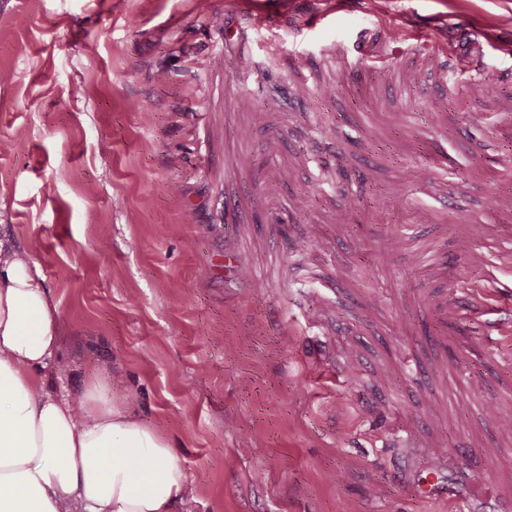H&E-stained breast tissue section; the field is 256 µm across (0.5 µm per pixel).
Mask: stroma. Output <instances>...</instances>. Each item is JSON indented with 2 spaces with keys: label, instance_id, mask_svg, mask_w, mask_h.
I'll return each instance as SVG.
<instances>
[{
  "label": "stroma",
  "instance_id": "35a3bbf8",
  "mask_svg": "<svg viewBox=\"0 0 512 512\" xmlns=\"http://www.w3.org/2000/svg\"><path fill=\"white\" fill-rule=\"evenodd\" d=\"M270 9L0 0V241L58 309L46 388L154 423L196 489L174 512H512V340L438 328L398 237L512 230V0ZM409 165L446 211L413 207Z\"/></svg>",
  "mask_w": 512,
  "mask_h": 512
}]
</instances>
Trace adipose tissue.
Segmentation results:
<instances>
[{
	"instance_id": "obj_1",
	"label": "adipose tissue",
	"mask_w": 512,
	"mask_h": 512,
	"mask_svg": "<svg viewBox=\"0 0 512 512\" xmlns=\"http://www.w3.org/2000/svg\"><path fill=\"white\" fill-rule=\"evenodd\" d=\"M59 348L36 262L0 241V512H172L191 493L170 441L100 389H45Z\"/></svg>"
}]
</instances>
